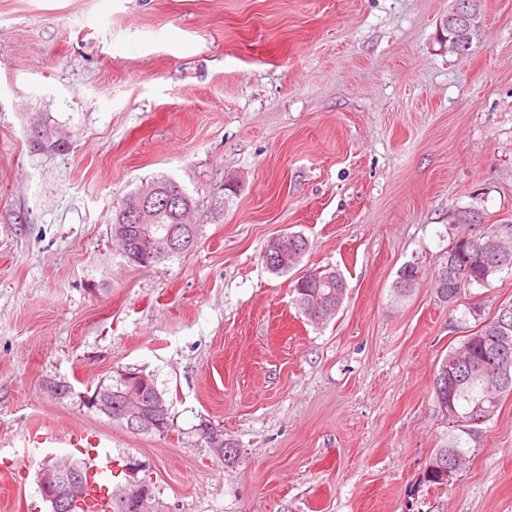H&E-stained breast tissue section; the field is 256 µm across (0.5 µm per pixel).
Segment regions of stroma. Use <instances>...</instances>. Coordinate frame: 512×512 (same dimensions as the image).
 Returning a JSON list of instances; mask_svg holds the SVG:
<instances>
[{"mask_svg":"<svg viewBox=\"0 0 512 512\" xmlns=\"http://www.w3.org/2000/svg\"><path fill=\"white\" fill-rule=\"evenodd\" d=\"M451 3L0 0V512H49L41 465L73 451L38 444L40 419L100 433L110 492L147 482L160 512H512V395L461 434L433 393L467 331L432 283L448 217L512 220V0H482L464 57L441 44ZM160 177L198 238L143 267L110 225ZM287 232L310 248L276 275ZM329 268L347 295L315 324L293 282ZM132 367L166 389L167 433L85 406ZM456 435L463 469L425 484ZM422 275L418 262L408 261L399 269L393 285V291L398 298L409 296ZM439 452L446 454L448 459L466 460L469 450L467 448H462L460 446L459 438L456 437L445 448H437L433 456L430 458L428 466L423 475V481L429 486H448V484L453 481V478L459 470V467H456L454 462H447L443 465L442 471L444 475L448 477V479L447 477L442 476L437 469V467L440 465V461L438 460Z\"/></svg>","mask_w":512,"mask_h":512,"instance_id":"obj_1","label":"stroma"}]
</instances>
